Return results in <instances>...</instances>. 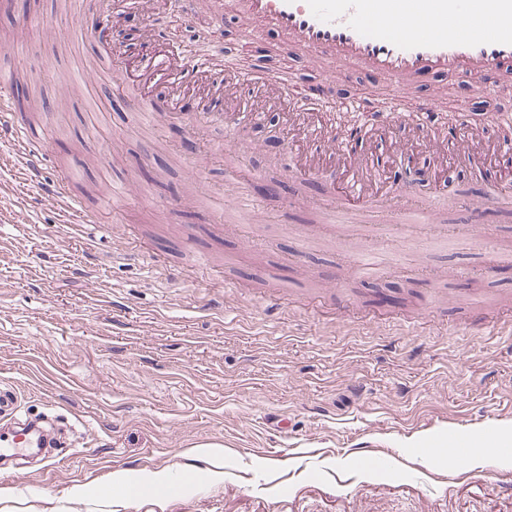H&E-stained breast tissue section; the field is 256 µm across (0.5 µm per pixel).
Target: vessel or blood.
I'll return each instance as SVG.
<instances>
[{
    "label": "vessel or blood",
    "mask_w": 512,
    "mask_h": 512,
    "mask_svg": "<svg viewBox=\"0 0 512 512\" xmlns=\"http://www.w3.org/2000/svg\"><path fill=\"white\" fill-rule=\"evenodd\" d=\"M229 9L248 24L251 37L274 29L298 49L322 59L326 65H342L371 73L396 84L414 83L429 76L447 75L461 67L476 74L512 61V0H228ZM83 35L101 58L111 59L107 26L91 13H83ZM184 64L174 54H162L135 77L124 76L131 92L130 105L164 117L181 100V84L170 87L166 97L154 96L152 88L162 72H178ZM194 79L202 90L193 97V112L208 114L216 105L233 110L237 104L235 84L215 79L202 64L195 65ZM11 76L0 74V140L9 142L22 160V175L28 183L44 188L54 201L74 212L77 223L101 221L98 211L88 208L73 192L69 173L47 168L50 152L44 141L35 139L17 104ZM333 79H326L312 97L284 100L277 82H269L258 106L284 100V117L302 135L307 148L302 171L309 181L330 196L337 223L357 218L375 219L386 195L411 194L412 186H382L374 162L379 152V133L409 123L413 138L402 148L403 155L424 154L431 162L446 160L456 152L461 163L481 159L486 150L503 155L505 141L512 137V116L493 113L488 125L461 122L445 128L432 102L425 101L419 112L402 118L390 112L382 119L362 114L354 124L362 150L351 147L348 132L318 113L315 104L334 93ZM512 211V194L489 184L468 195L435 189L422 216L434 222L437 215L468 207L481 213L486 205ZM17 394L0 389V415L11 413L9 422L0 425V453L18 456L41 447L43 435L33 420L17 419Z\"/></svg>",
    "instance_id": "1"
}]
</instances>
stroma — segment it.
I'll return each instance as SVG.
<instances>
[{
	"mask_svg": "<svg viewBox=\"0 0 512 512\" xmlns=\"http://www.w3.org/2000/svg\"><path fill=\"white\" fill-rule=\"evenodd\" d=\"M156 28L237 76L243 115L127 111L119 86L81 84L101 61L59 0H0V71L62 101L34 135L78 185L112 186L93 198L102 223H70L0 142V386L60 437L50 458L0 469V512H512L505 482H421L447 472L458 434L483 454L477 470L512 476V269L495 267L512 217L424 231L422 188L387 200L391 223L337 240L331 203L293 178L292 131L252 96L275 79L304 97L324 68L273 30L254 55L216 0L191 16L164 0ZM426 99L460 120L512 114V77L404 89L347 70L318 109L410 113ZM265 179L285 194L260 195ZM159 222L176 234L151 236ZM379 247L376 274L350 269ZM155 472L179 489L147 505L108 481Z\"/></svg>",
	"mask_w": 512,
	"mask_h": 512,
	"instance_id": "1",
	"label": "stroma"
}]
</instances>
